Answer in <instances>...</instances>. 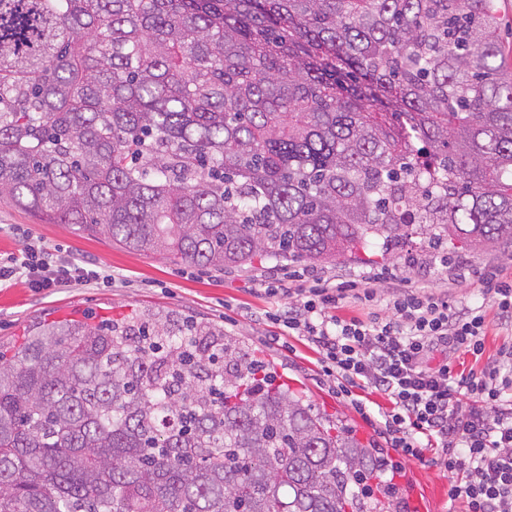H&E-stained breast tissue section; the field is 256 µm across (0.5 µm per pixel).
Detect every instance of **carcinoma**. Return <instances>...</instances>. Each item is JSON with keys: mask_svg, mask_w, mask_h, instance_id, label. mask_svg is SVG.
<instances>
[{"mask_svg": "<svg viewBox=\"0 0 512 512\" xmlns=\"http://www.w3.org/2000/svg\"><path fill=\"white\" fill-rule=\"evenodd\" d=\"M498 0H0V196L222 270L512 244ZM387 463L168 313L0 351V512H389Z\"/></svg>", "mask_w": 512, "mask_h": 512, "instance_id": "cac0c4a2", "label": "carcinoma"}]
</instances>
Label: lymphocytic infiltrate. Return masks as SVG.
Returning a JSON list of instances; mask_svg holds the SVG:
<instances>
[{"instance_id":"f902f5d3","label":"lymphocytic infiltrate","mask_w":512,"mask_h":512,"mask_svg":"<svg viewBox=\"0 0 512 512\" xmlns=\"http://www.w3.org/2000/svg\"><path fill=\"white\" fill-rule=\"evenodd\" d=\"M97 276L93 269L51 264L30 250L0 264V282L22 278L41 289ZM382 280L389 316L334 315L346 293L373 300ZM478 283L477 300L460 306L394 273L337 284L313 273L297 282L275 276L266 292L276 300L272 318L319 350L337 396L352 397L359 388L389 401L378 415L393 448L418 460L426 448L438 449L437 464L454 476L448 512H512V406L502 400L512 389V348L503 349L494 364L465 373L448 358L458 351L482 355L483 297H493L501 323L512 322V284L492 271L480 273Z\"/></svg>"}]
</instances>
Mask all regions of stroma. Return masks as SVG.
Listing matches in <instances>:
<instances>
[{"instance_id": "35a3bbf8", "label": "stroma", "mask_w": 512, "mask_h": 512, "mask_svg": "<svg viewBox=\"0 0 512 512\" xmlns=\"http://www.w3.org/2000/svg\"><path fill=\"white\" fill-rule=\"evenodd\" d=\"M30 245L52 262L90 264L100 277L50 291L31 288L21 279L0 286V345L11 344L24 328L43 318H58L64 308L95 321L151 308L194 321L216 322L225 333L245 338L260 349L282 378L305 390L315 410L339 414L364 441L381 448L390 461L401 463L406 475L398 498L409 500L418 494L424 512H448V472L429 458L402 457L378 427L366 422L349 401L336 396L322 375L318 350L266 319L273 301L265 294L262 279L281 267L296 270V263L281 265L266 259L249 268L223 271L175 262L126 249L104 236L77 235L66 224L43 223L0 199V258L19 254ZM490 266L512 277V255L506 253L469 254L445 266L422 259L412 268L405 266L399 253L378 268L406 275L425 292L447 294L450 301L461 305L471 301L478 272ZM108 274L113 277L109 283L104 280Z\"/></svg>"}]
</instances>
